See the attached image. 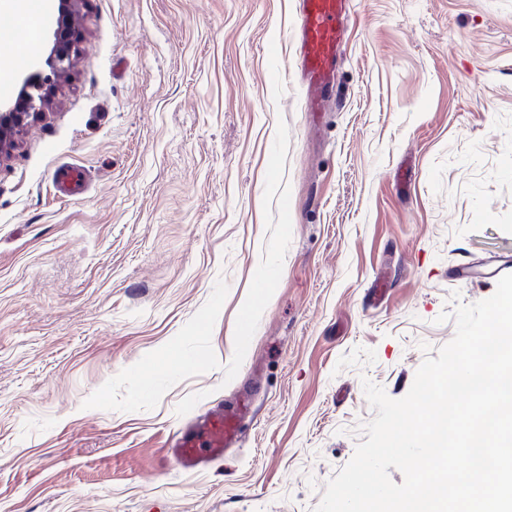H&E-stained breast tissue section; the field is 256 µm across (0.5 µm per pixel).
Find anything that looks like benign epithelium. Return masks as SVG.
I'll return each instance as SVG.
<instances>
[{
    "label": "benign epithelium",
    "instance_id": "7a95c632",
    "mask_svg": "<svg viewBox=\"0 0 512 512\" xmlns=\"http://www.w3.org/2000/svg\"><path fill=\"white\" fill-rule=\"evenodd\" d=\"M79 0H60V8L53 33V45L45 65L49 74L37 84H25L9 104L0 105V162L19 146V136L25 127L44 115L50 86L66 79L72 68V45L65 41L72 24V15Z\"/></svg>",
    "mask_w": 512,
    "mask_h": 512
}]
</instances>
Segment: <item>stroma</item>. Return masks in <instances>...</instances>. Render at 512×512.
I'll return each instance as SVG.
<instances>
[{"instance_id": "35a3bbf8", "label": "stroma", "mask_w": 512, "mask_h": 512, "mask_svg": "<svg viewBox=\"0 0 512 512\" xmlns=\"http://www.w3.org/2000/svg\"><path fill=\"white\" fill-rule=\"evenodd\" d=\"M351 2L318 123L296 0H80L71 74L0 162V512H314L364 381L404 397L451 294H494L512 0ZM246 380L238 447L179 470L173 434Z\"/></svg>"}]
</instances>
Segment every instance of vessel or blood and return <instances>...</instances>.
<instances>
[{"label":"vessel or blood","instance_id":"vessel-or-blood-1","mask_svg":"<svg viewBox=\"0 0 512 512\" xmlns=\"http://www.w3.org/2000/svg\"><path fill=\"white\" fill-rule=\"evenodd\" d=\"M349 9L350 0H297L298 66L294 77L305 90L306 111H322L325 95L336 84ZM247 410L244 403L208 409L172 437L167 456L187 472L207 469L223 459L226 449L235 447Z\"/></svg>","mask_w":512,"mask_h":512}]
</instances>
